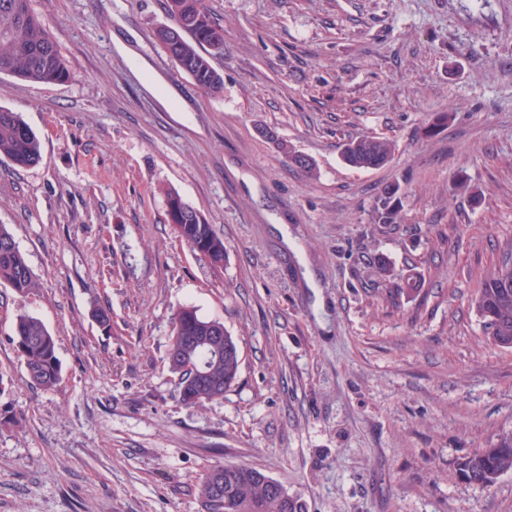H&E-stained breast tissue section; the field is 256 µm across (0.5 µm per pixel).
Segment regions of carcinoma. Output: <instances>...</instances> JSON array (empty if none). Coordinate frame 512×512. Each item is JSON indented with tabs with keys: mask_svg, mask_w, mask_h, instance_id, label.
I'll list each match as a JSON object with an SVG mask.
<instances>
[{
	"mask_svg": "<svg viewBox=\"0 0 512 512\" xmlns=\"http://www.w3.org/2000/svg\"><path fill=\"white\" fill-rule=\"evenodd\" d=\"M171 27L179 31L173 59L196 86L206 94H218L224 80L212 59L224 52V29L216 25L203 6V0H167ZM7 74L36 83H60L69 78L66 59L59 51L44 20L31 7V0H0V75ZM394 154L387 138L362 136L344 144V162L357 169H379ZM41 158V144L33 130L17 112L0 109V160L15 166H31ZM398 190H385L377 207L385 224L396 223ZM170 223L176 236L210 266H224V240L200 210L183 201L175 192L167 193ZM0 283L24 293L34 285V273L6 225L0 224ZM479 317L497 346L512 343V241L503 248L500 262L484 278L475 296ZM217 320L202 318L197 310L184 307L175 315L174 335L167 351L172 373L181 377L179 399L197 405L224 397L236 381L241 363L237 342L229 332L209 347L211 380L185 382V368L202 351L184 344L188 336H211ZM14 342L31 382L45 390L55 387L60 378L55 340L45 324L28 314L17 316ZM461 478L470 485L488 488L512 472V434L498 443L465 458L459 467ZM224 473V495L214 491L217 474ZM199 498L202 512H303L299 499L265 474L244 465L213 468L203 478Z\"/></svg>",
	"mask_w": 512,
	"mask_h": 512,
	"instance_id": "obj_1",
	"label": "carcinoma"
}]
</instances>
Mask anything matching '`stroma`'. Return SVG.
<instances>
[{
	"label": "stroma",
	"mask_w": 512,
	"mask_h": 512,
	"mask_svg": "<svg viewBox=\"0 0 512 512\" xmlns=\"http://www.w3.org/2000/svg\"><path fill=\"white\" fill-rule=\"evenodd\" d=\"M31 5L70 77L0 76L42 154L0 162V224L37 281L0 284V512H201L222 464L306 512H512V472L458 473L512 433V348L474 307L512 241V0H204L217 95L158 44L166 0ZM361 136L391 139V162L344 164ZM171 191L223 237V269L176 237ZM183 307L242 358L200 406L166 361ZM20 314L55 338L53 389L27 376ZM398 191L399 187L392 191H390L388 187L380 199V203L377 207L378 218L385 224L396 223L399 205L398 197L396 196Z\"/></svg>",
	"instance_id": "1"
}]
</instances>
